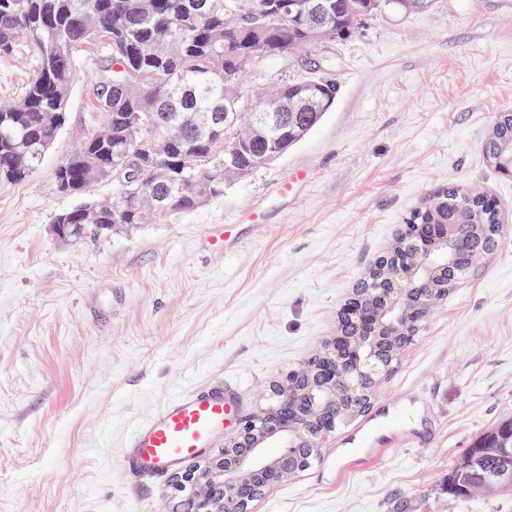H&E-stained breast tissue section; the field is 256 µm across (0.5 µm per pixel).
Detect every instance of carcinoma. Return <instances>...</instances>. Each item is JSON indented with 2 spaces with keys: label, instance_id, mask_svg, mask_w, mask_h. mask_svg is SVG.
<instances>
[{
  "label": "carcinoma",
  "instance_id": "cac0c4a2",
  "mask_svg": "<svg viewBox=\"0 0 512 512\" xmlns=\"http://www.w3.org/2000/svg\"><path fill=\"white\" fill-rule=\"evenodd\" d=\"M150 15L131 13L132 0H0V53L27 46L36 65L18 103L0 105V182L31 176L53 144L66 117L67 89L75 57L87 44L104 52L89 77V98L102 116L96 134L57 167L69 195L81 197L88 172L112 175V194L89 199L57 214L66 238L83 240L125 224L150 219L169 222L224 194L235 171L251 174L299 143L336 99V83L315 72L288 80L283 72L292 54L307 48L317 55L322 42L307 34L313 16L328 42L351 37L378 12L376 0H154ZM276 66L268 90L305 108L299 118L261 131L256 116L271 111L264 94L242 81L252 69ZM215 114L210 127L195 125L198 114ZM235 113L233 123L224 114ZM137 116L145 124L130 139L127 125ZM512 151V121L493 122L483 152L497 167L492 150ZM157 190L164 206L147 195ZM462 220L473 238L500 235L497 205L476 200L455 187L441 189L410 214L409 224ZM512 430L504 421L479 437L448 474V494L465 498L478 491L483 467L500 463L496 444Z\"/></svg>",
  "mask_w": 512,
  "mask_h": 512
}]
</instances>
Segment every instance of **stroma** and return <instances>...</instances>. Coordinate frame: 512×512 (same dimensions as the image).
<instances>
[{
	"label": "stroma",
	"instance_id": "obj_1",
	"mask_svg": "<svg viewBox=\"0 0 512 512\" xmlns=\"http://www.w3.org/2000/svg\"><path fill=\"white\" fill-rule=\"evenodd\" d=\"M101 51L80 53L67 120L38 171L0 184V512H188L170 477L129 482L130 431L206 383L231 386L241 418L276 406L273 387L336 333L339 312L409 214L434 190L491 196L503 230L419 324L373 408L410 388L433 406L424 445L369 463L336 445L251 512H512V493L449 496L472 441L512 419V176L482 153L512 110V0H434L388 11L319 56L336 103L295 148L167 224L74 243L53 235L57 166L93 107L86 81ZM35 61L0 54V102L19 97ZM307 179L277 192L295 170ZM232 224L228 251L205 241Z\"/></svg>",
	"mask_w": 512,
	"mask_h": 512
}]
</instances>
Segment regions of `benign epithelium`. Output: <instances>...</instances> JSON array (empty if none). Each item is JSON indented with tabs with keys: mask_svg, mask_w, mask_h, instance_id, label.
Returning a JSON list of instances; mask_svg holds the SVG:
<instances>
[{
	"mask_svg": "<svg viewBox=\"0 0 512 512\" xmlns=\"http://www.w3.org/2000/svg\"><path fill=\"white\" fill-rule=\"evenodd\" d=\"M394 248L404 262L388 268L390 288L384 296L374 295V310L355 297L348 300L340 323L349 335L336 337L317 362L276 384L277 408L242 419L220 456L201 458L175 476V487L189 490L193 512H249L267 487L293 477L294 450L320 447L335 434L336 421L356 416L352 403L388 373L382 353L400 355L413 340L414 324L438 305L420 284L448 281L452 261L443 260L439 250L450 256L461 251L470 263L489 253L461 238L452 223L407 224ZM274 445L285 452L271 458L267 448Z\"/></svg>",
	"mask_w": 512,
	"mask_h": 512,
	"instance_id": "1",
	"label": "benign epithelium"
}]
</instances>
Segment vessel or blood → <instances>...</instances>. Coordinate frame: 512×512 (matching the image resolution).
Segmentation results:
<instances>
[{"instance_id":"obj_1","label":"vessel or blood","mask_w":512,"mask_h":512,"mask_svg":"<svg viewBox=\"0 0 512 512\" xmlns=\"http://www.w3.org/2000/svg\"><path fill=\"white\" fill-rule=\"evenodd\" d=\"M415 402L413 393L404 392L357 431L352 445L374 453L409 442ZM233 410L234 402L220 383L171 398L131 431L121 456L123 469L142 480L159 477L195 459L208 448L213 435L223 430Z\"/></svg>"}]
</instances>
